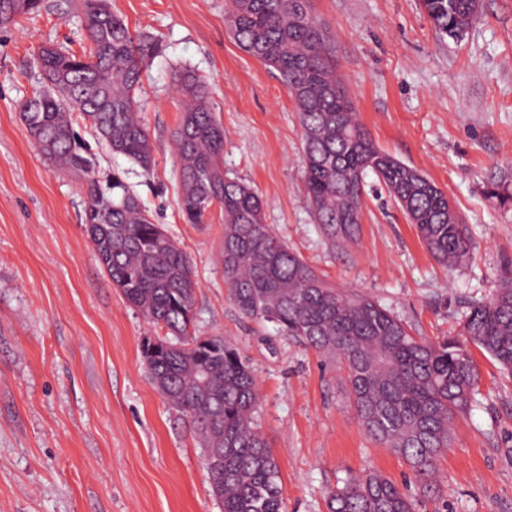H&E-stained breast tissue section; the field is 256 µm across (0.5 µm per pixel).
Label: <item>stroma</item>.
<instances>
[{"label":"stroma","instance_id":"1","mask_svg":"<svg viewBox=\"0 0 512 512\" xmlns=\"http://www.w3.org/2000/svg\"><path fill=\"white\" fill-rule=\"evenodd\" d=\"M110 3L162 46L141 92L155 164L143 173L83 120L74 129L96 180L122 172L191 258L198 334L224 337L252 365L255 423L278 461L286 512H328V493L366 470L396 483L414 512H512V378L475 352L477 393L425 487L359 424L339 360L240 314L219 262L224 212L184 221L171 144L174 81L191 70L208 83L224 126V170L259 193L270 230L332 287L374 298L415 336L444 340L512 267V204L486 193L494 183L512 193V0H481L459 39L439 33L419 0H313L363 125L462 216L471 251L452 269L372 175L357 242L341 249L327 240L304 198L295 104L231 38L225 0ZM45 43L83 51L76 0H42L37 13L0 28V512H222L191 425L144 366L141 341L163 328L130 308L99 264L85 232L84 180L45 158L21 118L42 85L33 58Z\"/></svg>","mask_w":512,"mask_h":512}]
</instances>
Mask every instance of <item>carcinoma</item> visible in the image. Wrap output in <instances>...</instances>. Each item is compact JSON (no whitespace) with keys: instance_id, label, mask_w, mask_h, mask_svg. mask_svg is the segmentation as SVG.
<instances>
[{"instance_id":"carcinoma-1","label":"carcinoma","mask_w":512,"mask_h":512,"mask_svg":"<svg viewBox=\"0 0 512 512\" xmlns=\"http://www.w3.org/2000/svg\"><path fill=\"white\" fill-rule=\"evenodd\" d=\"M41 0H0V27L39 9ZM433 26L459 38L478 16L476 0H421ZM88 48L81 54L40 46L35 64L44 87L22 105L34 143L88 184L86 233L100 265L126 303L167 330L172 349L155 360L149 380L200 435L203 456L224 455V512H285L278 462L255 424L259 401L248 360L222 336L206 337L205 361L187 350L199 339L197 281L189 257L118 175L93 177L94 161L72 128L77 113L98 141L144 172L153 145L138 94L161 45L132 32L109 0H81ZM230 34L268 66L293 99L303 130L304 192L332 245L356 240L365 178L376 176L414 224L427 251L453 267L468 256L466 227L448 196L428 176L383 150L358 119L336 73L328 28L311 0H228ZM175 91L184 108L172 140L181 162L179 208L189 224L224 209L221 263L230 300L248 318L276 324L319 353L338 358L359 423L406 459L425 486L451 441V425L467 412L479 382L468 345L512 375V276L487 303L472 305L458 337L430 342L373 299L331 287L264 224L262 201L224 173V127L208 103L206 83L190 71ZM329 512H413L401 488L377 471L352 477L329 495Z\"/></svg>"}]
</instances>
